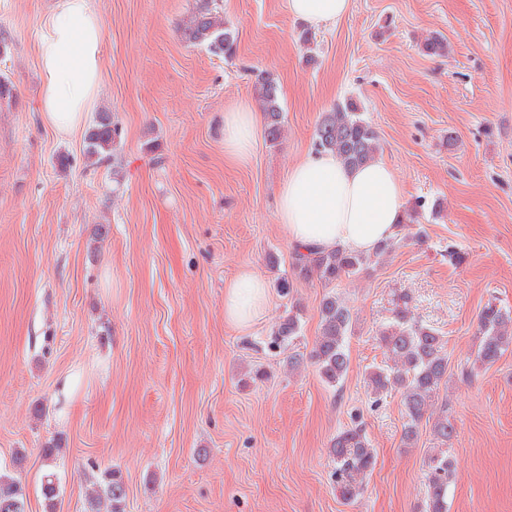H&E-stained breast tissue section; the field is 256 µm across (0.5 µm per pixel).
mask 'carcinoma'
Here are the masks:
<instances>
[{"mask_svg": "<svg viewBox=\"0 0 512 512\" xmlns=\"http://www.w3.org/2000/svg\"><path fill=\"white\" fill-rule=\"evenodd\" d=\"M181 39L191 46H202L215 56L227 60L236 54L235 32L224 22L215 0H197L196 6L178 27ZM254 95L263 112L266 136L276 143L282 138L284 115L280 90L275 80L261 77L254 85ZM120 131L112 113L100 112L85 138L87 159L96 163L114 155L119 146ZM316 150H327L349 167H358L374 160L380 150L376 129L362 118L361 106L352 98L321 113L314 132ZM401 244L393 237L369 254L337 248L332 251L294 250L292 271L297 277L327 285L343 278L357 277L374 270V265ZM411 297L403 295L391 310V317L380 333V342L387 357L386 364L375 366L365 375L367 391L379 403L387 394L396 392L404 405L403 438L411 445L417 441L419 426L433 409L436 417L433 433L438 447L424 459L423 512H448V482L454 471V458L448 439L455 433L448 418V404L439 403L441 386L448 381V353L437 329L412 317ZM320 336L311 359L317 365L324 384L337 388L348 366L346 339L354 330L353 314L347 303L334 293H327L319 305ZM300 309L293 306L275 327L273 347L287 349L300 337ZM512 347V310L490 300L479 318L478 345L474 366L489 369ZM330 454L335 462L336 491L345 500H354L364 493V479L375 464L374 449L361 427L347 429L331 440ZM45 512H56L60 496L58 479L48 474L41 483ZM125 486L112 469L101 472L87 495V512H124ZM26 492L20 479L9 469L0 470V512H26Z\"/></svg>", "mask_w": 512, "mask_h": 512, "instance_id": "1", "label": "carcinoma"}]
</instances>
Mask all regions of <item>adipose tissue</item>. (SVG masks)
Returning <instances> with one entry per match:
<instances>
[{
  "mask_svg": "<svg viewBox=\"0 0 512 512\" xmlns=\"http://www.w3.org/2000/svg\"><path fill=\"white\" fill-rule=\"evenodd\" d=\"M94 0H54L35 45L41 77V117L57 134L85 127L98 101L103 69V26ZM352 0H286L291 17L320 30L348 15ZM261 116L238 103L224 113V159L248 163ZM406 193L384 159L345 167L333 153L308 151L277 188L276 219L288 242L307 250L372 251L392 238L404 219ZM270 305L259 273L241 270L224 286V321L245 331Z\"/></svg>",
  "mask_w": 512,
  "mask_h": 512,
  "instance_id": "adipose-tissue-1",
  "label": "adipose tissue"
}]
</instances>
